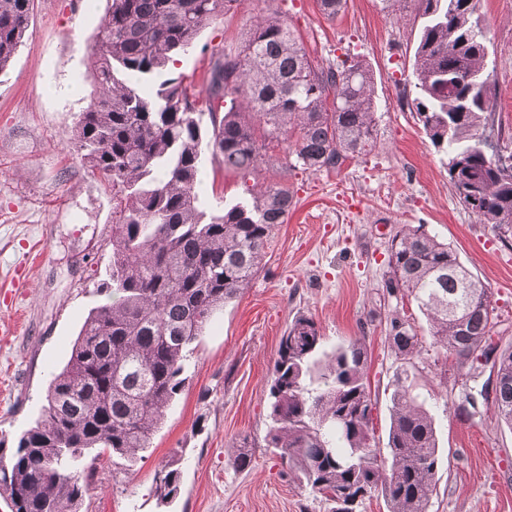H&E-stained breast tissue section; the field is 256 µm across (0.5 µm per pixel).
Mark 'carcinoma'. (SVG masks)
Returning a JSON list of instances; mask_svg holds the SVG:
<instances>
[{"label":"carcinoma","instance_id":"obj_1","mask_svg":"<svg viewBox=\"0 0 512 512\" xmlns=\"http://www.w3.org/2000/svg\"><path fill=\"white\" fill-rule=\"evenodd\" d=\"M91 53L95 93L72 147L112 187V263L63 369L46 390L43 418L5 448L0 496L10 512H80L92 463L107 454L134 463L150 447L166 406L182 391L187 352L213 315L262 270L266 248L288 221L293 196L280 183L248 184L283 153L285 165L333 171L366 155L376 139L374 74L359 57L314 60L276 13L236 47L211 54L200 97L168 66L215 17L241 0H108ZM421 27L412 109L431 144L464 157L448 171L459 202L512 236V182L483 146L487 101L474 82L490 76L480 0H415ZM34 0H0V71L22 43ZM244 100L250 112L238 111ZM237 174L245 196L220 210L199 194L206 158ZM385 290L426 315L433 345L460 361L489 357L496 309L446 242L406 228L391 240ZM388 345L402 360L420 352L408 316L389 314ZM496 385L481 396L512 426V348L494 360ZM368 351L357 338L325 349L318 323L300 314L279 342L269 384L266 447L311 493L357 512L378 492L388 512H427L439 463L434 418L406 373L396 377L385 466L374 442ZM317 382V387L309 384ZM233 463L252 466L241 438ZM181 488L178 460L156 472L166 502Z\"/></svg>","mask_w":512,"mask_h":512}]
</instances>
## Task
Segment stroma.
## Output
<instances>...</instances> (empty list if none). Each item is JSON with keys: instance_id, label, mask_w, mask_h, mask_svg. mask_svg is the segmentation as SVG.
<instances>
[{"instance_id": "stroma-1", "label": "stroma", "mask_w": 512, "mask_h": 512, "mask_svg": "<svg viewBox=\"0 0 512 512\" xmlns=\"http://www.w3.org/2000/svg\"><path fill=\"white\" fill-rule=\"evenodd\" d=\"M106 0H35L23 42L0 71V436L13 438L41 416L47 386L100 297L112 260V190L69 146L92 97L90 50ZM277 12L312 57L348 56L374 71L377 143L331 172L264 166L259 179L288 185L294 206L276 230L261 273L225 303L188 352L185 387L164 412L137 463L98 464L81 512H331L265 445L268 388L279 341L294 317L321 327L328 344L364 338L374 437L387 444L397 374L409 372L435 417L441 459L428 512H512V429L494 407L461 417L471 376L455 357L426 345L405 365L386 342L396 301L384 294L390 242L404 226L438 235L490 291L499 315L492 332L512 346V237L480 223L458 201L448 160L424 135L410 105L419 23L413 0H347L336 18L316 0H243L213 19L173 69L203 87L209 51L238 44L257 17ZM493 53L495 127L512 137V0H481ZM255 445L250 469L233 464L235 443ZM177 457L179 495L152 491L161 462Z\"/></svg>"}]
</instances>
